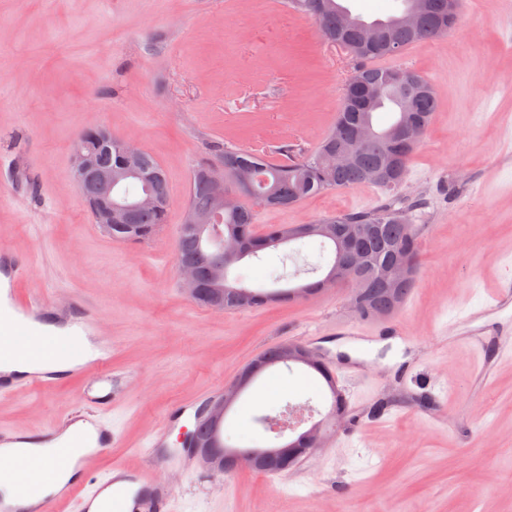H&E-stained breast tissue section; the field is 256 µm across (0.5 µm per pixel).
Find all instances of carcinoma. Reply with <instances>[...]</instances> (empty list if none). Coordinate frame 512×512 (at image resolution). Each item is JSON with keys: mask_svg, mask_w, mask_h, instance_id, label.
Returning a JSON list of instances; mask_svg holds the SVG:
<instances>
[{"mask_svg": "<svg viewBox=\"0 0 512 512\" xmlns=\"http://www.w3.org/2000/svg\"><path fill=\"white\" fill-rule=\"evenodd\" d=\"M317 0H286L289 9L313 18L319 25L322 36H334L352 45L361 43V34L355 27L335 33L327 19L316 11ZM397 15L385 19L390 24L376 42L367 44L354 52L357 65L353 75L364 85H381L383 93L379 102L368 112L355 109H339L334 128L323 138L310 154L286 163H273L267 156L255 150L226 147L200 159L194 166L186 207L200 216H211L215 211L216 188L208 173L214 165L224 166V185L232 183L238 166L242 164L254 168L253 194L249 202L223 215L202 231L193 224H182L176 247L177 268L188 267L195 271L200 284L196 302L205 306L217 296H222L224 309L258 308L271 301H295L293 287H279L285 274L274 266L267 269L264 283L253 284L255 278L247 269L238 271L234 279H229V269L238 260L224 259V237L234 236L245 239L249 248L248 257H257L266 250H275L284 243H296L297 251L313 248L317 261L305 263L295 275L321 274L314 281L302 284L310 294L320 293V284L340 260L338 250L339 235L352 227L359 228L357 242L363 254L362 265L353 272L356 286L349 295L352 308L366 318L388 316L397 311L411 292L417 273V245L419 228L412 223H402L397 215L404 212L400 200L393 198L380 205L362 211H350L326 216L315 220L324 227L317 233L300 235L297 228L269 225L259 232L255 224L253 205L267 208L288 209L302 200L323 192L357 185L368 184L371 171L379 168L384 159L392 155L396 161L397 173L377 186L386 190L397 189L403 180L399 174H407V163L414 151L412 146H404L389 141V133L405 119V111L398 94L388 86V82L399 74L401 68H381L372 61L399 54L406 47L424 39H433L448 34V0H428L427 10L411 26L394 23ZM439 108V98L430 83L421 80L416 91L414 113L428 128L432 116ZM390 112L394 119L385 128L374 125L375 114ZM343 126L347 133L354 134L364 126L372 128V135L360 145L358 159L346 166L334 169L320 162L321 156L336 147L349 144V139L336 140V127ZM124 155L120 137L112 139V154L105 155L101 162L118 168ZM140 170L150 176L143 182L138 178L127 179L121 187V196L129 200L144 192H150L160 200L151 209H134L129 212L128 222L114 224L107 234L117 242H146L151 240L159 228L167 223L169 199L167 175L148 151L141 152L138 158ZM306 372L318 374L325 382L331 395L330 416L343 421L349 416L347 401L336 385L331 367L322 362L317 366H302Z\"/></svg>", "mask_w": 512, "mask_h": 512, "instance_id": "1", "label": "carcinoma"}]
</instances>
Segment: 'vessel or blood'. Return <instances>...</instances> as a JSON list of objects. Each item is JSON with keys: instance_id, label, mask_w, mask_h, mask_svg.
I'll return each mask as SVG.
<instances>
[{"instance_id": "1", "label": "vessel or blood", "mask_w": 512, "mask_h": 512, "mask_svg": "<svg viewBox=\"0 0 512 512\" xmlns=\"http://www.w3.org/2000/svg\"><path fill=\"white\" fill-rule=\"evenodd\" d=\"M6 306V313H0V349L8 348L17 357L44 364L43 369L30 373L31 386L53 387L58 378L56 368L60 365L71 366L73 371L90 376L97 383L108 384L115 378L111 344H99L91 354L84 350V337L92 331L93 325L90 313L81 304H74L70 310L71 318L76 321L75 328L46 343L39 340L37 331L45 310L42 302L20 298L12 290ZM86 401L95 415L96 435L90 454L96 457L113 443L112 429L101 417L112 400L102 394L87 396ZM76 497L81 500L83 512H88L95 503L99 504L100 512H127L131 506L136 512H170L171 493L162 480L121 465L113 467L111 474L88 493H81L77 484L70 483L49 494L45 502L50 505Z\"/></svg>"}]
</instances>
